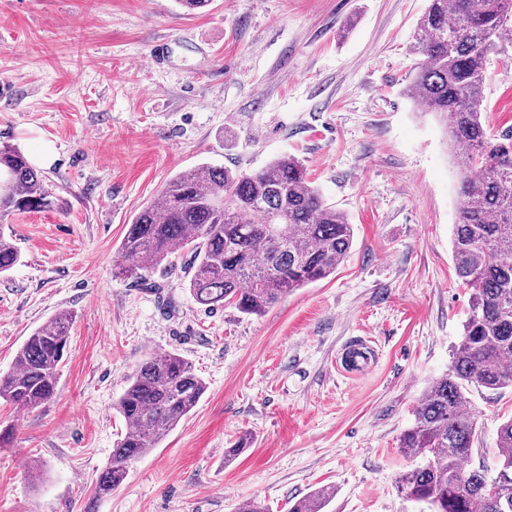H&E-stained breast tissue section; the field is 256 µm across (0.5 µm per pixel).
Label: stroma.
Here are the masks:
<instances>
[{"mask_svg":"<svg viewBox=\"0 0 512 512\" xmlns=\"http://www.w3.org/2000/svg\"><path fill=\"white\" fill-rule=\"evenodd\" d=\"M427 6L212 0L191 14L177 0H0V146L56 152L42 171L53 207L0 221L20 254L0 276V372L49 318L73 316L54 397L0 401V512H288L322 487L335 490L324 512H427L398 489L416 463L399 438L469 307L452 258L460 173L443 125L406 94ZM483 118L512 128V59L496 53ZM283 155L354 227L333 275L247 316L192 299L185 253L144 283L118 274L128 224L174 175ZM360 338L373 358L349 378L335 362ZM172 351L205 394L94 500L126 428L114 403L142 361ZM471 400L473 460L490 466L512 392Z\"/></svg>","mask_w":512,"mask_h":512,"instance_id":"35a3bbf8","label":"stroma"}]
</instances>
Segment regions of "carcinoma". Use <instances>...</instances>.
I'll return each mask as SVG.
<instances>
[{
  "label": "carcinoma",
  "instance_id": "carcinoma-1",
  "mask_svg": "<svg viewBox=\"0 0 512 512\" xmlns=\"http://www.w3.org/2000/svg\"><path fill=\"white\" fill-rule=\"evenodd\" d=\"M511 33L512 0H429L412 45L420 62L408 95L444 124L461 172L452 252L456 275L471 291L450 368L430 383L401 436V448L421 463L400 475L398 489L430 512H512V418L496 431V475L470 466L478 432L471 392L512 390V129L493 133L481 112L486 61L505 51ZM1 183V219L53 207L41 173L13 146L0 148ZM353 234L295 156L250 173L201 163L174 176L135 215L119 248L131 265L119 272L143 279L188 250L187 288L198 304L261 315L335 273ZM18 261L15 244L0 233V274ZM72 319L60 312L28 337L12 368L0 373V399L28 408L54 396ZM205 391L180 354L144 360L115 404L127 429L95 497L112 495L129 465L157 448ZM333 497L321 488L289 512H323Z\"/></svg>",
  "mask_w": 512,
  "mask_h": 512
}]
</instances>
